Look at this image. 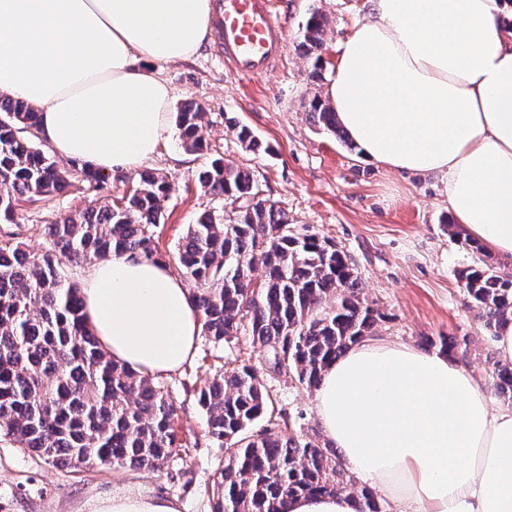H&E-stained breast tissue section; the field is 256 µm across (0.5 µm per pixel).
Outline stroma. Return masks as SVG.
Listing matches in <instances>:
<instances>
[{
    "instance_id": "obj_1",
    "label": "stroma",
    "mask_w": 512,
    "mask_h": 512,
    "mask_svg": "<svg viewBox=\"0 0 512 512\" xmlns=\"http://www.w3.org/2000/svg\"><path fill=\"white\" fill-rule=\"evenodd\" d=\"M278 2L285 38L282 59L272 71L238 77L230 65L216 60L215 40L206 38L189 60L159 64L172 106L187 100L202 104L210 153L248 169L263 198L284 210L297 233L325 237L341 247L364 295L384 315L377 330L380 340L420 350L427 336L470 337V345L458 349L455 359L484 387H491L495 343L487 339L482 319L468 307L457 284V270L473 264L475 255L464 236L444 227L450 217L445 181L368 161L309 117L311 102L323 97L325 80L335 71L341 42L369 20L368 0ZM314 10L325 19L320 81L311 78L308 59L295 49L298 26ZM239 123L252 130L262 151L242 145L235 130ZM206 156L187 151L173 126L157 152L141 164L164 174L173 185L155 236L158 251L167 257L175 256L190 224L222 207L198 182ZM133 176V171L116 170L98 191L19 201L13 223H1L0 229L16 233L31 253H42L48 247L46 225L112 203L129 192ZM244 361L258 368L277 411L302 426L318 428L313 392L288 372L273 371L247 336L224 344L203 336L181 370L160 378L177 400L180 434L198 438L196 447L160 471L72 470L4 440L0 512H82L91 497L116 490L176 499L180 512H211L215 468L224 449L206 437L196 393L212 380L217 367L230 369Z\"/></svg>"
}]
</instances>
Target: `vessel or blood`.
<instances>
[{"instance_id":"b4317fda","label":"vessel or blood","mask_w":512,"mask_h":512,"mask_svg":"<svg viewBox=\"0 0 512 512\" xmlns=\"http://www.w3.org/2000/svg\"><path fill=\"white\" fill-rule=\"evenodd\" d=\"M218 58L241 75L268 71L284 39L275 0H213Z\"/></svg>"}]
</instances>
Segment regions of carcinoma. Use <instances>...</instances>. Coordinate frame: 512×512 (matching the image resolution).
<instances>
[{
	"mask_svg": "<svg viewBox=\"0 0 512 512\" xmlns=\"http://www.w3.org/2000/svg\"><path fill=\"white\" fill-rule=\"evenodd\" d=\"M324 19L312 12L297 44L319 80ZM310 116L320 129L346 134L331 107L315 100ZM205 112L181 104L176 125L183 147L208 149ZM39 115L23 101L0 98V216L13 220L21 199L47 198L72 186L96 191L106 175L78 161L62 169L39 145ZM202 187L231 206L191 225L175 262L195 284L192 299L214 343L240 333L269 360L314 389L328 365L375 334L382 315L361 296L345 252L333 241L297 233L285 212L264 199L250 173L212 159ZM172 190L163 175L138 173L135 188L111 206L90 209L45 227L50 243L30 254L15 234H0V437L48 462L80 468L160 470L186 451L175 426L176 405L164 386L114 361L90 328L81 290L62 280L58 256L81 265L114 253L159 262L153 247L163 203ZM456 272L470 307L490 336L512 320V275L501 273L484 247ZM264 279L254 283L257 268ZM449 356L454 337L426 338ZM500 397L512 401V365L494 364ZM207 436L224 446L216 470L212 512H285L301 494H349L357 512H383L372 488L348 471L336 448L304 427L279 431L280 421L258 370L243 364L220 369L197 392ZM268 426L254 432L255 422Z\"/></svg>",
	"mask_w": 512,
	"mask_h": 512,
	"instance_id": "cac0c4a2",
	"label": "carcinoma"
}]
</instances>
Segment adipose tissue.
Wrapping results in <instances>:
<instances>
[{"instance_id":"1","label":"adipose tissue","mask_w":512,"mask_h":512,"mask_svg":"<svg viewBox=\"0 0 512 512\" xmlns=\"http://www.w3.org/2000/svg\"><path fill=\"white\" fill-rule=\"evenodd\" d=\"M341 43L326 98L363 156L441 177L468 238L512 262V0H369ZM212 0H0V95L40 112L60 155L136 169L169 130L155 66L190 59ZM87 317L113 360L168 374L192 355L199 313L169 267L128 254L90 265ZM315 409L362 482L399 512H512V403L490 408L448 355L362 340L324 372ZM86 512H179L112 493Z\"/></svg>"}]
</instances>
